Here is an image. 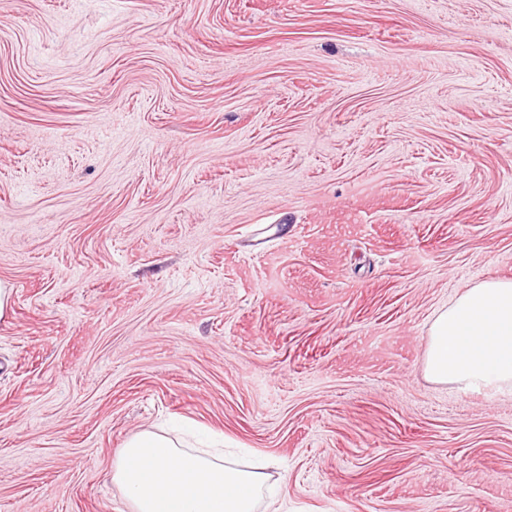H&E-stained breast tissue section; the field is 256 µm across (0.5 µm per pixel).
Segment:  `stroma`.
I'll list each match as a JSON object with an SVG mask.
<instances>
[{
    "mask_svg": "<svg viewBox=\"0 0 512 512\" xmlns=\"http://www.w3.org/2000/svg\"><path fill=\"white\" fill-rule=\"evenodd\" d=\"M512 0H0V512H131L188 423L278 512H512ZM427 374L459 389L512 387V281L470 288L436 317Z\"/></svg>",
    "mask_w": 512,
    "mask_h": 512,
    "instance_id": "35a3bbf8",
    "label": "stroma"
}]
</instances>
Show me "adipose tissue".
Instances as JSON below:
<instances>
[{
    "label": "adipose tissue",
    "mask_w": 512,
    "mask_h": 512,
    "mask_svg": "<svg viewBox=\"0 0 512 512\" xmlns=\"http://www.w3.org/2000/svg\"><path fill=\"white\" fill-rule=\"evenodd\" d=\"M426 371L464 390L512 387L511 280L483 281L438 314ZM112 481L134 512H255L264 478L225 464L223 449L145 431L125 443Z\"/></svg>",
    "instance_id": "1"
}]
</instances>
